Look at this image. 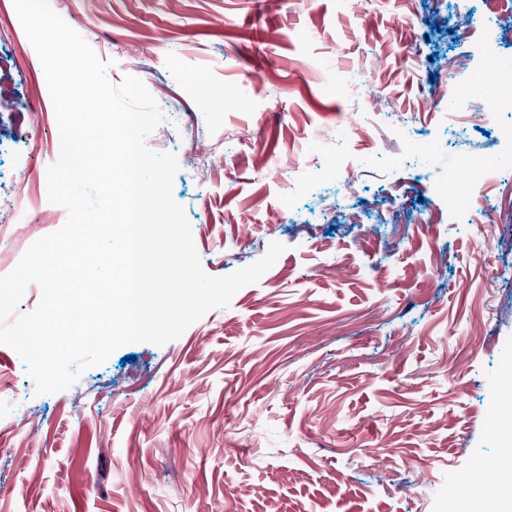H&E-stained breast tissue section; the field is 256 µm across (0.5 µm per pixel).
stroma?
Masks as SVG:
<instances>
[{
  "label": "stroma",
  "mask_w": 512,
  "mask_h": 512,
  "mask_svg": "<svg viewBox=\"0 0 512 512\" xmlns=\"http://www.w3.org/2000/svg\"><path fill=\"white\" fill-rule=\"evenodd\" d=\"M484 2L62 0L75 30L95 16L86 40L112 83L141 54L144 85L173 102L146 143L179 160L204 270L286 250L178 339L122 345L54 394L0 344V512H448L472 474L504 483L512 157L497 126L512 112L471 118ZM0 25V193L29 175L18 222L42 218L0 250L5 276L68 211L48 198L59 128L13 0ZM443 88L465 100L455 114ZM407 134L433 153L408 152ZM477 156L502 157V175L435 217V186Z\"/></svg>",
  "instance_id": "obj_1"
}]
</instances>
